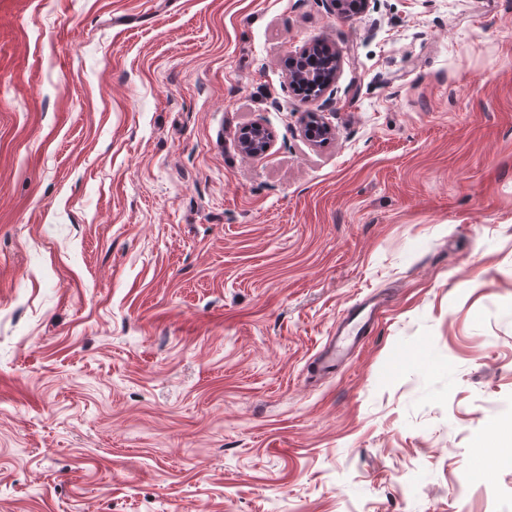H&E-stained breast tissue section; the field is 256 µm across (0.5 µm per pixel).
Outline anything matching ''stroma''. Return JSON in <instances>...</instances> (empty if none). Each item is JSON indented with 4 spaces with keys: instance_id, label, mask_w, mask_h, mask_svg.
Instances as JSON below:
<instances>
[{
    "instance_id": "obj_1",
    "label": "stroma",
    "mask_w": 512,
    "mask_h": 512,
    "mask_svg": "<svg viewBox=\"0 0 512 512\" xmlns=\"http://www.w3.org/2000/svg\"><path fill=\"white\" fill-rule=\"evenodd\" d=\"M0 512H512V0H0ZM327 61L324 67L327 70L324 72L322 67L315 70L317 65L309 66L305 64V59L310 55V50H303L298 55L292 56L289 61V80L295 85L300 82L303 84L316 82L321 88V92L329 89L336 81V76L340 66V53L336 48L327 47ZM299 62L297 66L296 62ZM270 142L269 131L259 124H254L240 139V147L244 153L256 155L265 152L270 147ZM374 307L366 318L356 320L360 313H353L346 318L347 326H351L344 336H335L327 350L321 355L319 371H331L341 362L347 346L346 341L352 340V343L358 341L368 330L371 329L373 321Z\"/></svg>"
}]
</instances>
